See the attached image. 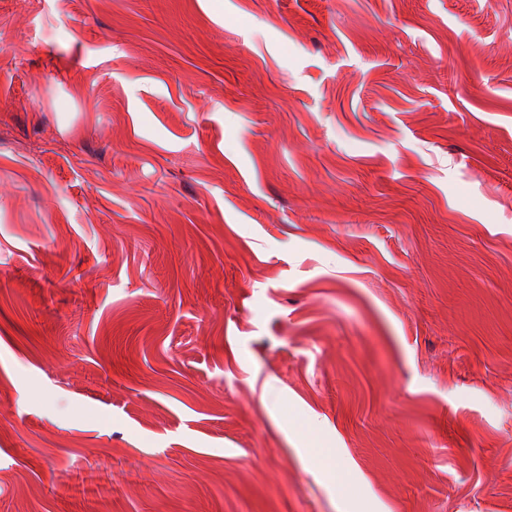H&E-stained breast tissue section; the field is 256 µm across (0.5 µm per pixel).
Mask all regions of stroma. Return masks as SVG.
<instances>
[{"instance_id":"stroma-1","label":"stroma","mask_w":512,"mask_h":512,"mask_svg":"<svg viewBox=\"0 0 512 512\" xmlns=\"http://www.w3.org/2000/svg\"><path fill=\"white\" fill-rule=\"evenodd\" d=\"M510 45L0 0V512H512Z\"/></svg>"}]
</instances>
